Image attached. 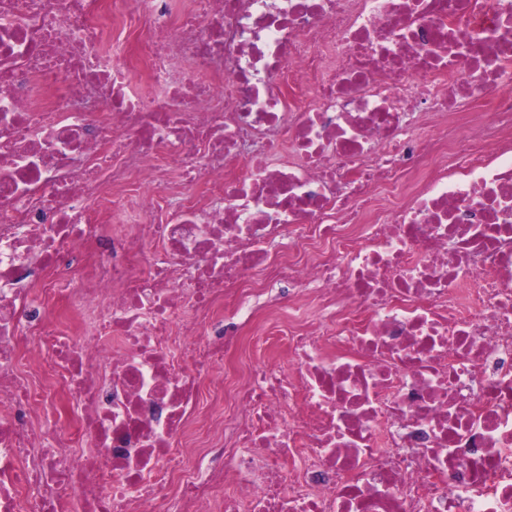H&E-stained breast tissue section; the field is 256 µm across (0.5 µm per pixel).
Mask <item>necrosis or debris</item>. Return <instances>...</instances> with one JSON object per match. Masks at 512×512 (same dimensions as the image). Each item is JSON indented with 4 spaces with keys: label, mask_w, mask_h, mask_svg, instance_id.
Masks as SVG:
<instances>
[{
    "label": "necrosis or debris",
    "mask_w": 512,
    "mask_h": 512,
    "mask_svg": "<svg viewBox=\"0 0 512 512\" xmlns=\"http://www.w3.org/2000/svg\"><path fill=\"white\" fill-rule=\"evenodd\" d=\"M511 84L512 0H0V512H512Z\"/></svg>",
    "instance_id": "necrosis-or-debris-1"
}]
</instances>
